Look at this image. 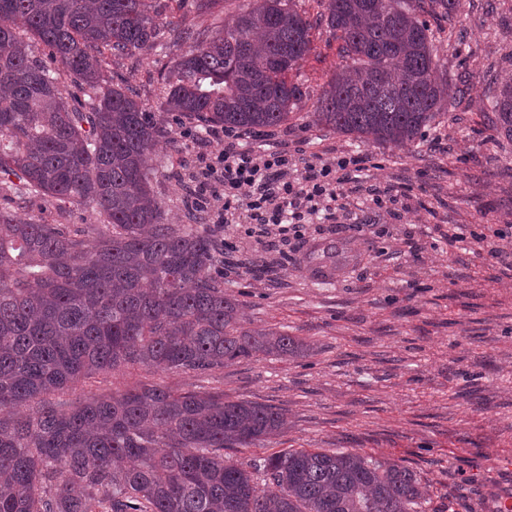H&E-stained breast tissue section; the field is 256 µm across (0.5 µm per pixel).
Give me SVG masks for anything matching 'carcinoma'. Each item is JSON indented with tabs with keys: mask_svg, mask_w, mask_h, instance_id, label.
<instances>
[{
	"mask_svg": "<svg viewBox=\"0 0 512 512\" xmlns=\"http://www.w3.org/2000/svg\"><path fill=\"white\" fill-rule=\"evenodd\" d=\"M461 2L324 0L317 21L345 65L317 124L375 144L421 139L469 85L440 77L419 15L451 17ZM313 26L295 0H259L214 36L163 20L160 0H0V194L17 205L0 210V512H418L420 475L358 453L284 450L251 471L224 459L284 432L275 406L143 380L76 395L129 366L206 377L307 351L243 327L213 273L209 225L167 222L144 162L164 129L105 69L168 32L191 49L161 75L163 109L203 127H278L306 95L288 73ZM492 102L511 133L512 79ZM36 199L92 206L96 223L21 216Z\"/></svg>",
	"mask_w": 512,
	"mask_h": 512,
	"instance_id": "cac0c4a2",
	"label": "carcinoma"
}]
</instances>
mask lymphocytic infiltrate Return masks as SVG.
Here are the masks:
<instances>
[{"label": "lymphocytic infiltrate", "instance_id": "lymphocytic-infiltrate-1", "mask_svg": "<svg viewBox=\"0 0 512 512\" xmlns=\"http://www.w3.org/2000/svg\"><path fill=\"white\" fill-rule=\"evenodd\" d=\"M241 133L207 132L208 150L200 154V179L193 205L215 223L236 217L253 224L262 237L282 244L302 242L308 230L357 234L359 224H335L336 204L345 185L355 183L368 158L363 154L316 157L304 162V150L242 146Z\"/></svg>", "mask_w": 512, "mask_h": 512}]
</instances>
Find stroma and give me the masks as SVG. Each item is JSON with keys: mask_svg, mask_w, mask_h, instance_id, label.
Returning a JSON list of instances; mask_svg holds the SVG:
<instances>
[{"mask_svg": "<svg viewBox=\"0 0 512 512\" xmlns=\"http://www.w3.org/2000/svg\"><path fill=\"white\" fill-rule=\"evenodd\" d=\"M163 2L176 24L210 31L252 0H224L216 16L199 12L194 0ZM463 3L453 17L429 24L443 74L467 77L470 94L446 107L417 145L368 144L313 123L311 100L340 64L326 26L313 30L311 52L289 74L311 100L276 128L281 143L310 155H369L363 190L350 195L343 221L390 226L389 235L353 241L312 235L290 263L253 238L225 253L224 293L240 302L244 326L288 332L306 342L307 353L235 363L206 380L129 367L88 380L85 393L139 379L220 392L275 406L288 418L283 434L228 449L239 464L287 448L349 450L420 474L429 489L426 512H499L512 499V253L490 259L483 252L512 224V136L487 92L490 78H512V0ZM180 53L155 48L109 66L165 130L148 168L173 224L186 221L203 150L182 136L196 122L160 109V74ZM370 187L407 192L411 213L393 222L370 209ZM454 232L463 241H449ZM336 241L349 262L315 277L308 256Z\"/></svg>", "mask_w": 512, "mask_h": 512, "instance_id": "stroma-1", "label": "stroma"}]
</instances>
